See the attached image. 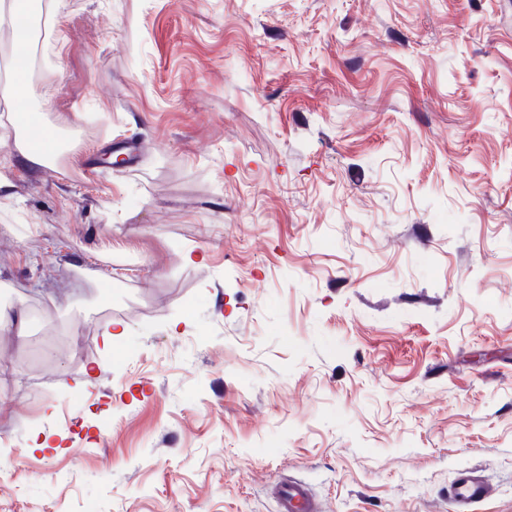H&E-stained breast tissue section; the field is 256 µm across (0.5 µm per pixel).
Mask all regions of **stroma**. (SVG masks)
Here are the masks:
<instances>
[{
	"label": "stroma",
	"mask_w": 512,
	"mask_h": 512,
	"mask_svg": "<svg viewBox=\"0 0 512 512\" xmlns=\"http://www.w3.org/2000/svg\"><path fill=\"white\" fill-rule=\"evenodd\" d=\"M43 2L0 512H512V0ZM10 124L16 130L26 132L32 126H38L43 134L37 147H32L26 137L18 140V147L27 161L33 164H46L56 158L63 150L59 128L47 127L40 122L39 116L29 108L9 112ZM494 486L474 471H463L456 477L450 492L454 512H472L476 504L491 496ZM276 496L277 512H324L323 504L303 482L291 479L282 481L277 487Z\"/></svg>",
	"instance_id": "obj_1"
}]
</instances>
